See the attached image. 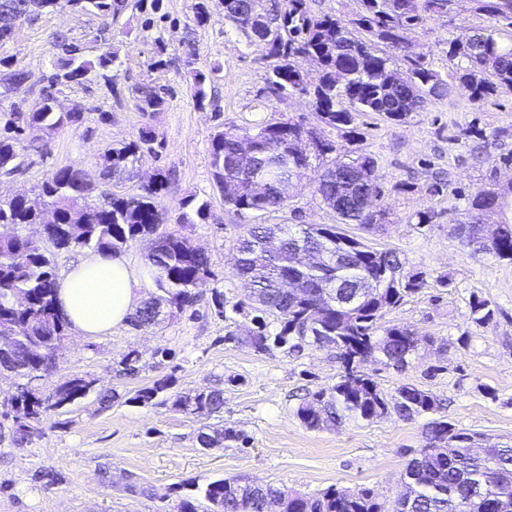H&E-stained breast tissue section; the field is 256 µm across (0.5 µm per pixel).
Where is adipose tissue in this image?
Instances as JSON below:
<instances>
[{
  "label": "adipose tissue",
  "mask_w": 512,
  "mask_h": 512,
  "mask_svg": "<svg viewBox=\"0 0 512 512\" xmlns=\"http://www.w3.org/2000/svg\"><path fill=\"white\" fill-rule=\"evenodd\" d=\"M126 255L95 252L78 258L57 283L60 316L77 335L100 336L126 324L140 302Z\"/></svg>",
  "instance_id": "obj_1"
}]
</instances>
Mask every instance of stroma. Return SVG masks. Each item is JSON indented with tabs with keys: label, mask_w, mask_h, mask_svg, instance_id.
Segmentation results:
<instances>
[{
	"label": "stroma",
	"mask_w": 512,
	"mask_h": 512,
	"mask_svg": "<svg viewBox=\"0 0 512 512\" xmlns=\"http://www.w3.org/2000/svg\"><path fill=\"white\" fill-rule=\"evenodd\" d=\"M195 2L163 0L148 30L143 14L127 11L111 32L118 56L115 86L92 74L65 90L61 106H78L85 122L51 137L26 128L21 171L0 174V197L8 198L75 163L87 171L93 185L88 201L97 205L114 194L140 193L143 184L163 175L158 205L164 228L189 236L208 256L211 270L193 306L161 316L156 324L129 323L94 338L68 334L56 367L34 377L33 388L46 396L67 378L84 376L115 399L106 409L92 395L77 400L23 441L12 437L9 421L0 422V512H175L192 486L217 478L284 486L309 496L331 486L365 488L381 512H395L401 476L426 448L432 421L512 445V263L474 254L449 233L451 221L478 190L512 185V162L503 160L512 153V88L500 87L476 105L457 84L401 124L366 112L350 142L319 125L312 97L270 92L269 61L225 18L222 0H207L208 17L200 25L193 20ZM488 23L477 0H451L447 16L410 34L411 53L450 74L461 62L448 60V40ZM101 24L94 13L68 8L20 23L13 39L0 45V59L29 70L34 80L0 96V114L36 111L42 97L35 80L55 70V37L66 36L91 59L101 51ZM200 72L207 77L202 101L195 96ZM135 86L159 89L165 109L143 116L129 97ZM289 117L334 141L338 153L358 149L378 160L388 223L370 241L396 250L405 272L424 281L386 313L383 324L409 328L420 345L404 369L371 360L361 369L386 395L404 385L429 393L435 411L405 419L391 410L368 422L310 429L297 409L307 393L338 381L342 365L335 348L305 344L259 353L224 341L229 322L246 330L255 315L246 287L233 275L238 236L252 224L296 229L337 221L308 185L295 191L286 208L263 215L229 210L216 187L210 140L222 125L250 127ZM146 127L157 136V151L141 156L133 179H104L105 149L137 139ZM439 174L448 190L429 196L426 188ZM201 205L206 217L194 220ZM427 210L435 213L432 224L417 226L416 213ZM216 291L226 304H239L232 319L214 304ZM477 300L492 309L489 321H475L471 305ZM131 352L139 355L140 370L126 375L120 361ZM160 379L168 380L171 396L223 388L222 417L131 402L134 390ZM220 425L243 431L245 441L201 447L198 433Z\"/></svg>",
	"instance_id": "obj_1"
}]
</instances>
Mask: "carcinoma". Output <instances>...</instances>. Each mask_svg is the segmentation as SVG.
<instances>
[{"label":"carcinoma","instance_id":"carcinoma-1","mask_svg":"<svg viewBox=\"0 0 512 512\" xmlns=\"http://www.w3.org/2000/svg\"><path fill=\"white\" fill-rule=\"evenodd\" d=\"M45 12L66 6L83 11L93 8L105 18L116 20L129 7L156 12L162 0H43ZM358 18L347 25L334 16L310 13L307 0H282L267 9L264 0H224V16L233 20L273 65L269 83L276 91L311 95L317 120L341 130L356 123L364 112H374L402 123L435 97H444L450 84L441 75L415 62L413 82L398 83L397 62L407 58L408 34L427 20L448 13L450 0H360ZM480 10L491 25L474 31L465 40L448 42L446 55L452 61L462 58L467 66L455 79L468 87L479 102L500 85L512 87V0H480ZM27 0H0V44L9 42L16 27L29 17ZM369 35L356 37L350 26ZM385 44L386 51L375 47ZM56 71L41 89L43 105L37 112L18 110L5 115L0 127V172L19 171L23 150L21 131L39 126L52 136L64 128L79 126L84 112H58L57 96L71 84H78L90 72L104 82H115L112 74L116 55L107 46L93 60H81L73 45L59 36ZM306 54L318 65V75L294 68V54ZM30 78L25 70L0 73V88L9 91ZM135 108L147 117L164 110L166 100L157 91L143 87L135 91ZM305 131L293 119L258 123L251 128L222 127L210 144L214 179L219 188L227 182L241 187L235 196L224 197V204L237 211L268 212L282 209L289 197L286 191L313 184L314 192L336 213L338 224H352L366 233H378L386 226V209L377 160L360 153L327 158L334 145L318 139L309 152L284 164L288 139ZM156 137L147 127L137 139L105 150L102 175L116 182L130 180L136 164L146 152H154ZM260 176L265 191L260 196L248 192L250 181ZM163 189L154 180L137 195H117L106 204L87 202L91 183L78 165H65L33 194L0 199V224L11 231L0 235V336L12 337V348L0 355V370L25 378L54 367L59 345L67 337L68 325L56 308L57 273L53 251L93 248L98 252H120L145 236L155 237L148 254V271L156 285L168 294V305L179 311L197 299V289L211 276L208 257L184 234L161 230L163 217L155 197ZM512 189L479 190L469 207V221L453 225L456 236H465L467 245L479 243V214L494 207L502 233L490 255L498 261H512ZM57 214L52 225L50 246L32 241L19 227L41 222L44 210ZM338 224H308L294 231L286 224H254L238 240L235 277L250 287L249 297L257 304L255 328L246 337L226 329L224 341L241 340L257 352L271 347L301 343L331 345L338 351L343 375L328 389L312 394L297 409L301 422L312 429L329 427L344 420L370 421L380 411L393 409L410 419L433 410L434 399L427 392L404 385L388 398L366 374H351L354 358H373L385 367L403 368L418 340L405 328L384 327L382 319L410 293L423 286L406 275L396 252L372 247L356 236L339 230ZM292 276L301 283L302 295L289 292L282 278ZM370 280L366 291L351 304L355 286ZM339 289L325 290L328 283ZM158 302L148 301L137 309L136 326L158 321ZM274 318V325L265 316ZM94 381L73 377L43 397L30 393L21 401L26 421L12 422L13 437L25 440L39 432L43 418L88 396ZM167 387L157 381L135 391L131 400L139 404L154 401ZM172 408L184 413L219 415L224 409V390L219 388L178 396ZM243 439L241 432L225 428L214 435L202 433L205 448H221L226 441ZM472 435L456 430L445 420L432 422L431 447L412 459L405 468V493L401 503L407 512H512V447L474 448ZM288 500V512H380L371 491L327 489L321 497L310 498L294 490L258 486L240 479L219 478L198 488L194 499H183L177 512H199L207 503L211 512H269L271 501Z\"/></svg>","mask_w":512,"mask_h":512}]
</instances>
